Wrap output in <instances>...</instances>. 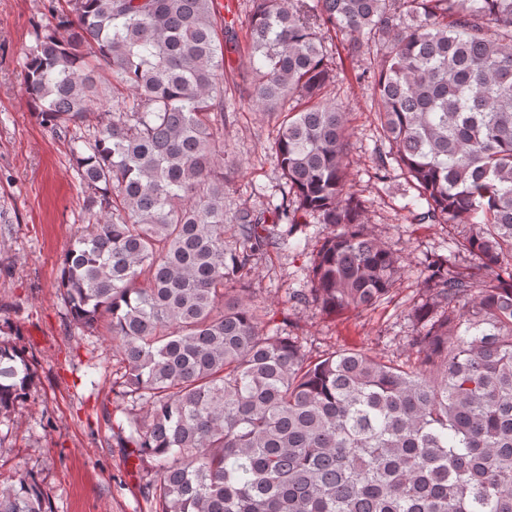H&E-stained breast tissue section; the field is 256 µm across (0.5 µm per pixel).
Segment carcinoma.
Masks as SVG:
<instances>
[{"instance_id":"carcinoma-1","label":"carcinoma","mask_w":512,"mask_h":512,"mask_svg":"<svg viewBox=\"0 0 512 512\" xmlns=\"http://www.w3.org/2000/svg\"><path fill=\"white\" fill-rule=\"evenodd\" d=\"M25 53L32 111L68 133L91 193L61 261L67 315L104 327L122 398L108 416L155 478L154 512H512V0H252L249 96L278 117L281 202L227 219L224 44L217 0H50ZM384 44L372 107L421 223L464 224L425 266L409 367L357 349L311 359L235 288L280 245L322 244L289 299L328 312L387 299L401 257L345 166L348 113L322 90L325 35ZM111 79L100 80L99 66ZM231 222L228 237L224 224ZM465 251L478 273L457 270ZM22 345H0V412L30 394ZM0 512H53L35 477Z\"/></svg>"}]
</instances>
